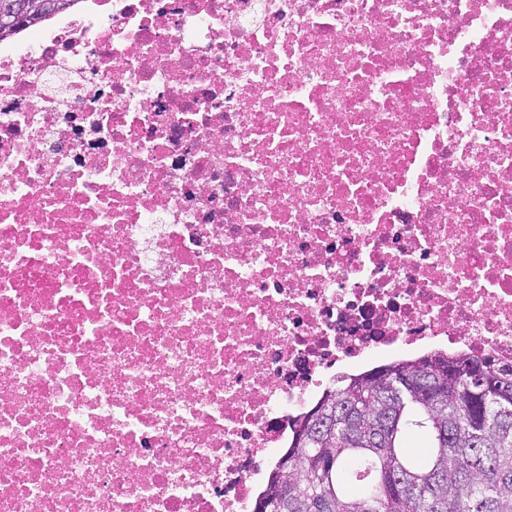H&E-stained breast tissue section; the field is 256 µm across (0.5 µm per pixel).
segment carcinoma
I'll use <instances>...</instances> for the list:
<instances>
[{"mask_svg": "<svg viewBox=\"0 0 512 512\" xmlns=\"http://www.w3.org/2000/svg\"><path fill=\"white\" fill-rule=\"evenodd\" d=\"M0 25V40L77 0H32ZM389 377L372 381L379 372ZM448 372L445 394L416 388ZM305 415L269 475L290 512H512V374L430 353L349 377Z\"/></svg>", "mask_w": 512, "mask_h": 512, "instance_id": "carcinoma-1", "label": "carcinoma"}]
</instances>
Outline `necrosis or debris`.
<instances>
[{
  "label": "necrosis or debris",
  "instance_id": "obj_1",
  "mask_svg": "<svg viewBox=\"0 0 512 512\" xmlns=\"http://www.w3.org/2000/svg\"><path fill=\"white\" fill-rule=\"evenodd\" d=\"M512 369V0H80L0 41V512H255L385 358Z\"/></svg>",
  "mask_w": 512,
  "mask_h": 512
}]
</instances>
